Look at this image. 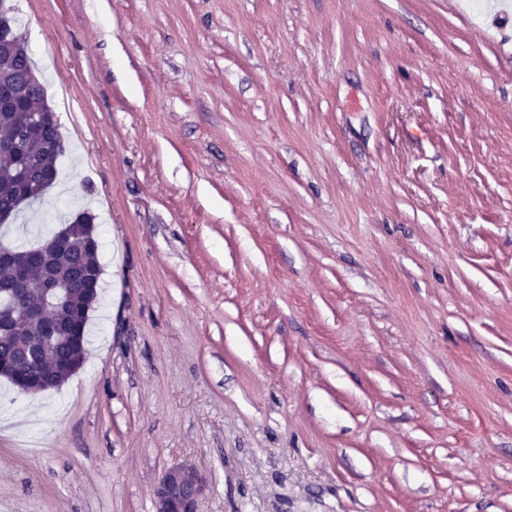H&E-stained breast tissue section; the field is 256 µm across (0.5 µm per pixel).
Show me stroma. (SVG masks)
Masks as SVG:
<instances>
[{
    "mask_svg": "<svg viewBox=\"0 0 512 512\" xmlns=\"http://www.w3.org/2000/svg\"><path fill=\"white\" fill-rule=\"evenodd\" d=\"M9 0L83 211L82 366L0 379V512H512V0ZM202 490V478L192 469H170L155 490L156 512H197Z\"/></svg>",
    "mask_w": 512,
    "mask_h": 512,
    "instance_id": "stroma-1",
    "label": "stroma"
}]
</instances>
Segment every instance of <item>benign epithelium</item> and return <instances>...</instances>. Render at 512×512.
I'll return each mask as SVG.
<instances>
[{
  "label": "benign epithelium",
  "instance_id": "benign-epithelium-1",
  "mask_svg": "<svg viewBox=\"0 0 512 512\" xmlns=\"http://www.w3.org/2000/svg\"><path fill=\"white\" fill-rule=\"evenodd\" d=\"M25 90L17 87H0V111L15 109L24 103ZM33 126L10 139L0 143L21 161L26 160L30 146L37 132L46 124L54 122L50 112L34 113ZM76 229L68 225L64 231L53 238L51 247L35 255H22L14 250L0 247V265H10L14 269V283L8 289L0 290L3 301L22 303V312L30 320L41 323L43 339L52 340L59 328L58 314L68 309L67 292L64 285L47 267L49 253L63 252L68 248L71 234ZM38 266L42 270L40 292L30 294L28 288L29 270ZM76 279L89 294L96 292L99 275L80 266L76 267ZM203 490L202 478L193 470L177 467L168 470L160 479L155 490L156 512H197V504Z\"/></svg>",
  "mask_w": 512,
  "mask_h": 512
}]
</instances>
